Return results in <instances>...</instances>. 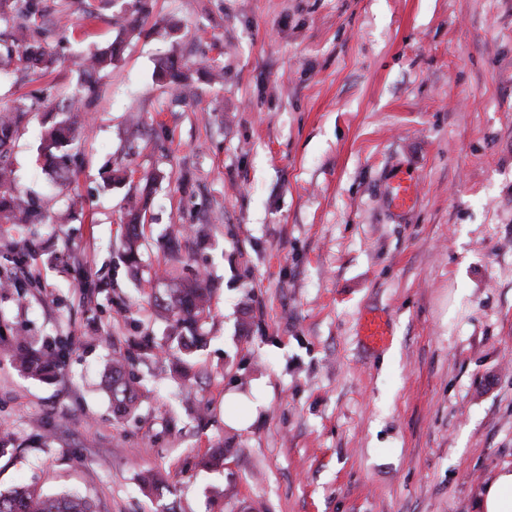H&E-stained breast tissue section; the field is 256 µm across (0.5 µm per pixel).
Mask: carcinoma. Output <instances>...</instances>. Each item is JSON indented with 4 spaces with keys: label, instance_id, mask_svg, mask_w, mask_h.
I'll list each match as a JSON object with an SVG mask.
<instances>
[{
    "label": "carcinoma",
    "instance_id": "obj_1",
    "mask_svg": "<svg viewBox=\"0 0 512 512\" xmlns=\"http://www.w3.org/2000/svg\"><path fill=\"white\" fill-rule=\"evenodd\" d=\"M17 36L10 45L0 48V69L29 70L37 67L48 69L54 62L55 53L49 48L47 38L51 31L39 24L42 10L39 0H13ZM118 51L117 42L103 50L91 53L83 69L81 88L62 103L65 119L54 123L42 135L40 150L46 167L58 177L71 173L74 155L72 146L79 142L83 131L82 111L86 110L96 94L95 75L104 69ZM158 78L177 92L187 86L188 77L174 60L163 63ZM26 109L13 105L0 114V220L10 224H40L45 219L34 202L17 195L12 187V170L5 152L18 132ZM148 195L129 198L126 212V262L132 271L139 268L140 240L146 220ZM212 289L199 277H171L165 284V293L155 297L157 310L170 321L168 338L179 350L190 356L204 342L198 333V323L209 310ZM71 344L63 340L35 346L27 340H18L11 350L13 361L27 374L42 380L56 377L63 366ZM106 386L112 395L113 413L124 419L137 406L138 392L127 371L126 359L112 358V366L106 375ZM0 512H96L94 505L76 495L50 496L34 487H20L0 492Z\"/></svg>",
    "mask_w": 512,
    "mask_h": 512
}]
</instances>
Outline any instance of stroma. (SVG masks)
I'll list each match as a JSON object with an SVG mask.
<instances>
[{
    "mask_svg": "<svg viewBox=\"0 0 512 512\" xmlns=\"http://www.w3.org/2000/svg\"><path fill=\"white\" fill-rule=\"evenodd\" d=\"M132 4L43 0L55 65L0 76V107L64 97L121 43L71 183L38 159L45 105L8 148L45 219L0 222V273L23 247L35 280L0 288V490L98 512H479L512 465V0H153L134 29ZM173 59L189 101L156 77ZM397 175L417 184L405 213ZM149 176L134 274L122 219ZM172 268L213 290L186 379L148 303ZM20 337L72 340L57 380L15 366ZM116 355L140 382L123 420ZM229 391L256 403L247 427ZM219 444L223 468H200ZM106 386L112 395L115 417L124 419L131 415L136 409L139 396L127 371L126 359L121 355L112 358V366L106 375Z\"/></svg>",
    "mask_w": 512,
    "mask_h": 512,
    "instance_id": "35a3bbf8",
    "label": "stroma"
}]
</instances>
